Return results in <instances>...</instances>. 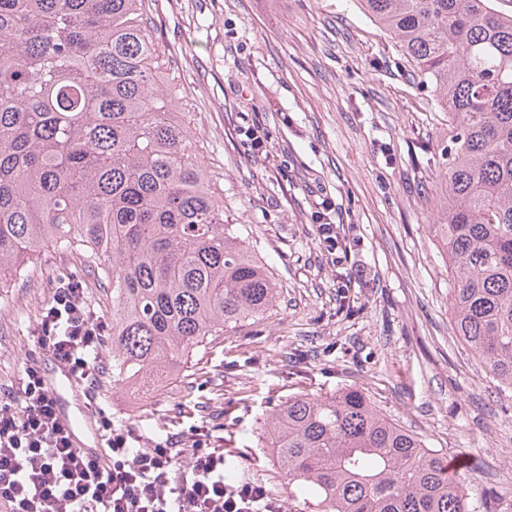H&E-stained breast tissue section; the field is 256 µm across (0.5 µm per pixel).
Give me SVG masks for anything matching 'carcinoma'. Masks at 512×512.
I'll list each match as a JSON object with an SVG mask.
<instances>
[{
	"label": "carcinoma",
	"instance_id": "carcinoma-1",
	"mask_svg": "<svg viewBox=\"0 0 512 512\" xmlns=\"http://www.w3.org/2000/svg\"><path fill=\"white\" fill-rule=\"evenodd\" d=\"M448 113L438 241L453 330L512 391V15L493 0H360ZM151 0H0V273L75 252L112 290V382L178 375L278 298L224 223L155 66ZM297 512H472L445 457L358 389L264 420Z\"/></svg>",
	"mask_w": 512,
	"mask_h": 512
}]
</instances>
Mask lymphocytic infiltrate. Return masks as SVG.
I'll list each match as a JSON object with an SVG mask.
<instances>
[{
    "label": "lymphocytic infiltrate",
    "instance_id": "1",
    "mask_svg": "<svg viewBox=\"0 0 512 512\" xmlns=\"http://www.w3.org/2000/svg\"><path fill=\"white\" fill-rule=\"evenodd\" d=\"M107 324L81 286L64 283L31 339L79 382H96ZM109 469L73 447L37 364L0 402V507L5 512H280L264 486H228L222 448H192L189 462L163 445L132 448L111 430Z\"/></svg>",
    "mask_w": 512,
    "mask_h": 512
}]
</instances>
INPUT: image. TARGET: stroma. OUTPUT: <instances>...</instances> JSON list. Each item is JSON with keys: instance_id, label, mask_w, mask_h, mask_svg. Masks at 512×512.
<instances>
[{"instance_id": "stroma-1", "label": "stroma", "mask_w": 512, "mask_h": 512, "mask_svg": "<svg viewBox=\"0 0 512 512\" xmlns=\"http://www.w3.org/2000/svg\"><path fill=\"white\" fill-rule=\"evenodd\" d=\"M152 15L196 160L217 174L224 221L269 264L279 298L147 389L113 383L104 346L94 388L67 394L69 410L95 406L135 448H223L235 484L263 485L295 512L263 420L290 396L355 388L428 448L465 458L463 488L512 512V396L453 331L433 231L448 115L430 89L358 0H154ZM254 123L268 144L250 153L242 129ZM323 224L340 231L335 254L319 245ZM64 281L110 311L111 291L68 252L0 276V399L26 364L55 372L30 333Z\"/></svg>"}]
</instances>
